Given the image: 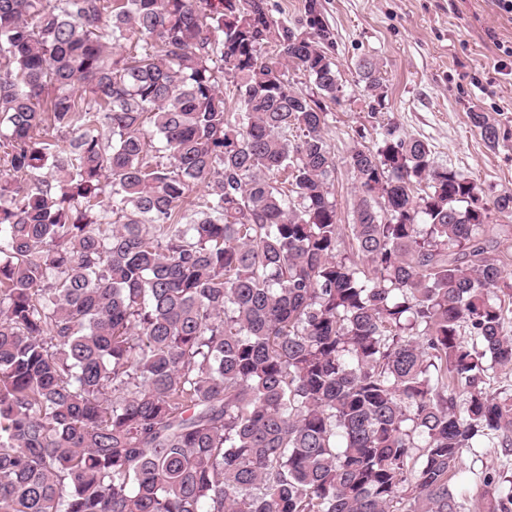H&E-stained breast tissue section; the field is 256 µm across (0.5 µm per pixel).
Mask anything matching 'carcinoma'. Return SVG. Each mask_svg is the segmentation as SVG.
<instances>
[{
    "label": "carcinoma",
    "instance_id": "1",
    "mask_svg": "<svg viewBox=\"0 0 512 512\" xmlns=\"http://www.w3.org/2000/svg\"><path fill=\"white\" fill-rule=\"evenodd\" d=\"M330 40L318 0H0V512H470L464 449L512 453V192L391 125L341 223ZM306 0H266L272 16L279 21L296 24L304 16Z\"/></svg>",
    "mask_w": 512,
    "mask_h": 512
}]
</instances>
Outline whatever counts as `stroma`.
<instances>
[{
    "label": "stroma",
    "mask_w": 512,
    "mask_h": 512,
    "mask_svg": "<svg viewBox=\"0 0 512 512\" xmlns=\"http://www.w3.org/2000/svg\"><path fill=\"white\" fill-rule=\"evenodd\" d=\"M334 44L328 54L343 86L328 116L326 139L337 160L331 190L343 222L353 195L344 164L357 129L375 139L394 124L427 141L436 165L479 183L487 199L512 192V75L500 74L501 49L512 46V12L498 0H320ZM376 59L386 79L382 109L360 94L359 61ZM490 112L500 123L488 144L470 115ZM500 449L464 450L456 489L477 507L489 492L485 474L502 472Z\"/></svg>",
    "instance_id": "stroma-1"
}]
</instances>
